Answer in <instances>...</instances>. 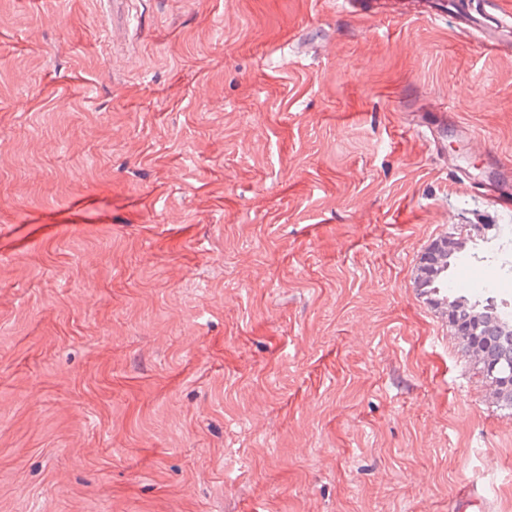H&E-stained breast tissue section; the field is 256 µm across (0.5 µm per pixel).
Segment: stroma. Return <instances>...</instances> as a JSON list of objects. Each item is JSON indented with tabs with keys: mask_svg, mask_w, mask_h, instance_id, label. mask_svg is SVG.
I'll return each mask as SVG.
<instances>
[{
	"mask_svg": "<svg viewBox=\"0 0 512 512\" xmlns=\"http://www.w3.org/2000/svg\"><path fill=\"white\" fill-rule=\"evenodd\" d=\"M441 2L0 0V512L512 502V412L414 284L512 225V52ZM483 184L493 203L505 212L512 211V166L493 162L485 173Z\"/></svg>",
	"mask_w": 512,
	"mask_h": 512,
	"instance_id": "stroma-1",
	"label": "stroma"
}]
</instances>
